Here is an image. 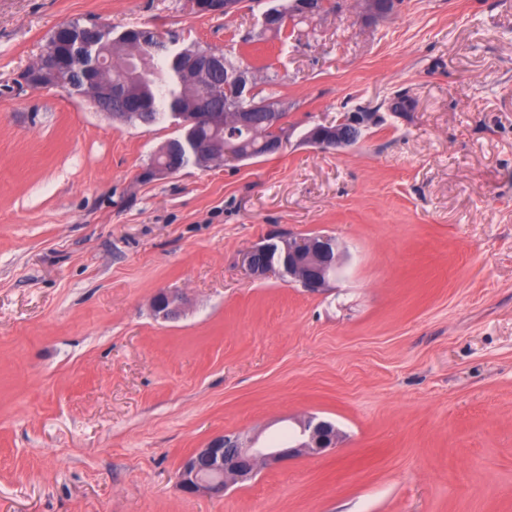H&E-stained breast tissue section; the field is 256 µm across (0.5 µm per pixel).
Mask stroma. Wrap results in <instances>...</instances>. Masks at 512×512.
Returning <instances> with one entry per match:
<instances>
[{
	"label": "stroma",
	"mask_w": 512,
	"mask_h": 512,
	"mask_svg": "<svg viewBox=\"0 0 512 512\" xmlns=\"http://www.w3.org/2000/svg\"><path fill=\"white\" fill-rule=\"evenodd\" d=\"M275 3L0 0V512H512V0L372 24L349 2L246 42ZM92 20L272 67L294 135L143 180L174 123L16 87ZM398 93L412 112H388ZM360 106L379 121L358 144L301 142ZM272 232L336 238L326 290L246 271ZM163 289L179 318L155 317ZM310 415L338 448L180 491L211 439L268 446Z\"/></svg>",
	"instance_id": "1"
}]
</instances>
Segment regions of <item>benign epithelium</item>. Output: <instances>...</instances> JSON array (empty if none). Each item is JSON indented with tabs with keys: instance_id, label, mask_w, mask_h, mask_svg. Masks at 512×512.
<instances>
[{
	"instance_id": "7a95c632",
	"label": "benign epithelium",
	"mask_w": 512,
	"mask_h": 512,
	"mask_svg": "<svg viewBox=\"0 0 512 512\" xmlns=\"http://www.w3.org/2000/svg\"><path fill=\"white\" fill-rule=\"evenodd\" d=\"M193 9L200 14H222L229 9L224 0H191ZM400 5V0H368L364 15L372 20L391 14ZM312 10L309 0L291 2L271 9L261 15L264 28L288 29L294 11ZM102 28L98 26L84 29L81 50L75 54L73 64L84 65L88 56H94L93 67L98 71L96 83L76 90V93L91 100L99 111L112 114V98L123 96L120 88L112 85L106 75L107 62L97 56V47ZM224 70V54L213 50L204 56L193 55L184 65L187 83ZM59 65L54 50L45 49L37 66L26 73L23 82L31 87H51L50 78L57 75ZM252 72L236 69L224 83V109L213 107L209 98L196 100L193 111L181 115L186 124H205L214 129L224 126V111L233 109L237 122L252 126L256 117L263 116L268 124L277 130V137L268 140L266 153L278 154L284 149L291 129L283 127L276 107L251 101L253 94ZM378 115L374 112H353L349 120L325 123L302 137V140L321 149L341 150L355 145L352 131L362 126L376 124ZM203 153L210 156H224L225 160L238 159V147L229 142L211 140L200 146ZM162 163L155 164L154 172L171 173L179 169L176 156L170 143L158 151ZM283 240L278 233H271L243 255V263L255 277L276 273L300 283L310 293H319L326 287L331 274L339 267L340 252L336 239L326 234H316L304 238L288 240L285 254L278 253L277 242ZM153 308L159 317L174 319L180 313V298L170 291H160L153 299ZM341 432L331 421L311 416L300 425L299 435L291 448H255L245 445L240 436L226 433L211 440L204 448L189 455L182 463L178 474L179 486L187 494L205 492L221 496L229 485L254 475L260 468L278 463L301 452L321 455L337 446Z\"/></svg>"
}]
</instances>
